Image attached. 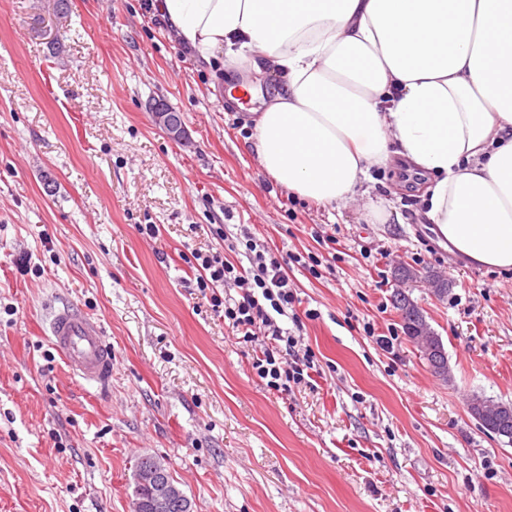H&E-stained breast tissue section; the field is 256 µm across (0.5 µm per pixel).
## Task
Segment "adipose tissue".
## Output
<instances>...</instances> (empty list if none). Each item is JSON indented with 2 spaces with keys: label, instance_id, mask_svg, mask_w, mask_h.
Masks as SVG:
<instances>
[{
  "label": "adipose tissue",
  "instance_id": "obj_1",
  "mask_svg": "<svg viewBox=\"0 0 512 512\" xmlns=\"http://www.w3.org/2000/svg\"><path fill=\"white\" fill-rule=\"evenodd\" d=\"M158 18L277 77L249 142L278 184L330 206L413 165L450 259L512 271V0H160Z\"/></svg>",
  "mask_w": 512,
  "mask_h": 512
}]
</instances>
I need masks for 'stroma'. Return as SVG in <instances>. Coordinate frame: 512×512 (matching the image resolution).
<instances>
[{
    "label": "stroma",
    "instance_id": "1",
    "mask_svg": "<svg viewBox=\"0 0 512 512\" xmlns=\"http://www.w3.org/2000/svg\"><path fill=\"white\" fill-rule=\"evenodd\" d=\"M224 79L152 0H0V512H131L146 455L194 512H512V444L467 409L512 403V272L450 263L396 166L345 205L297 198L246 149ZM378 196L403 223H375ZM244 228L318 314L309 377L279 391L196 286L193 253ZM397 261L452 284L412 290L452 382L404 333ZM71 305L103 326L109 385L77 383L47 338ZM157 101H163V100H156L152 106ZM160 105V109H157L156 107ZM151 112H154L155 121L157 124L163 127V129L168 133V135L171 136L174 140H180L183 137L184 134V128L182 124V119L180 116V113L173 111L171 108H169L164 103H158L155 104Z\"/></svg>",
    "mask_w": 512,
    "mask_h": 512
}]
</instances>
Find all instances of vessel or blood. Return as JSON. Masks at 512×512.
<instances>
[{
    "instance_id": "obj_1",
    "label": "vessel or blood",
    "mask_w": 512,
    "mask_h": 512,
    "mask_svg": "<svg viewBox=\"0 0 512 512\" xmlns=\"http://www.w3.org/2000/svg\"><path fill=\"white\" fill-rule=\"evenodd\" d=\"M54 348L73 376L86 383L104 384L112 375V350L106 343L100 322L80 308L66 307L49 322Z\"/></svg>"
}]
</instances>
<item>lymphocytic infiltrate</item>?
<instances>
[{
	"mask_svg": "<svg viewBox=\"0 0 512 512\" xmlns=\"http://www.w3.org/2000/svg\"><path fill=\"white\" fill-rule=\"evenodd\" d=\"M240 247L245 250L248 267L236 266L217 252L201 254L196 265V285L200 290L213 291L214 305L223 306L225 319L244 341L260 344L252 368L266 379L269 388L276 390L280 379H301L304 368L311 366L313 355L307 351L302 358H295L297 337L276 322L295 305L293 284L283 263L274 253L260 248L252 234H245L242 243L228 245L232 251ZM228 283L242 290L240 299L231 306L224 305L216 294L219 286Z\"/></svg>",
	"mask_w": 512,
	"mask_h": 512,
	"instance_id": "f902f5d3",
	"label": "lymphocytic infiltrate"
}]
</instances>
